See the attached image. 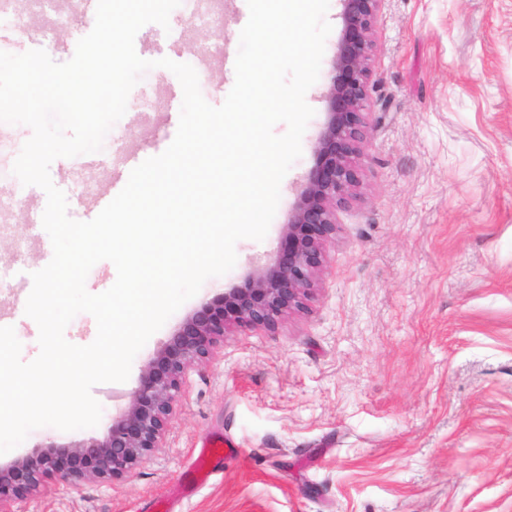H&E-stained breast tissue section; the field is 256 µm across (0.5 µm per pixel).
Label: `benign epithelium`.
<instances>
[{
  "instance_id": "obj_1",
  "label": "benign epithelium",
  "mask_w": 512,
  "mask_h": 512,
  "mask_svg": "<svg viewBox=\"0 0 512 512\" xmlns=\"http://www.w3.org/2000/svg\"><path fill=\"white\" fill-rule=\"evenodd\" d=\"M341 30L324 94L326 117L314 142V163L283 225L285 243L240 286L189 313L143 366L129 405L101 438L49 442L0 465V512L40 493L55 480L76 486L130 476L163 447L189 369L204 365L224 337L243 328L275 331L304 310L318 287L327 246L336 240L337 209L361 184L358 160L368 128V81L374 32L385 0H340Z\"/></svg>"
}]
</instances>
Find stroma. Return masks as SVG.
<instances>
[{"label":"stroma","mask_w":512,"mask_h":512,"mask_svg":"<svg viewBox=\"0 0 512 512\" xmlns=\"http://www.w3.org/2000/svg\"><path fill=\"white\" fill-rule=\"evenodd\" d=\"M236 0L224 22L190 20L177 7L179 39L151 23L135 37L146 60L203 65L200 90L224 100L217 58L201 46L238 42ZM330 0L314 109L302 155L284 177L263 241L237 243L232 271L208 279L136 355L123 383L92 394L98 426L33 430L0 456L7 463L49 442L103 437L138 385L143 365L202 303L241 285L252 263L275 254L313 164L325 121L321 99L341 30ZM94 16L70 13L64 35L38 14L0 51L45 50L70 60ZM369 95V145L359 196L339 211L336 241L305 310L277 331L225 337L210 361L188 371L162 449L114 482L47 484L19 512H512V0H385L376 28ZM182 88L164 68L131 91L126 114L99 153L107 169L128 153L152 155L176 130L165 117ZM31 130L0 123V308L12 307L24 277L41 269L45 230L30 209L45 192L22 185L12 165ZM50 167L68 214L93 219L109 191L105 173L65 178ZM220 432L218 473L195 495L175 497L195 448Z\"/></svg>","instance_id":"stroma-1"}]
</instances>
